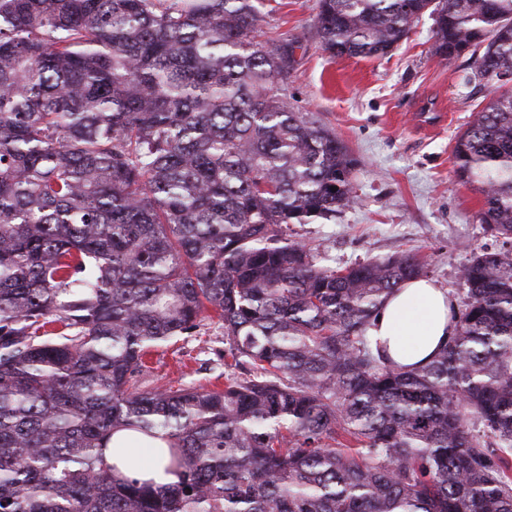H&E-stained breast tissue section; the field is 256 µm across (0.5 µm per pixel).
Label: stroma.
<instances>
[{
    "label": "stroma",
    "mask_w": 512,
    "mask_h": 512,
    "mask_svg": "<svg viewBox=\"0 0 512 512\" xmlns=\"http://www.w3.org/2000/svg\"><path fill=\"white\" fill-rule=\"evenodd\" d=\"M265 40L294 46L288 101L336 133L356 164L357 198L336 219L294 225L295 240L321 246L324 263L346 267L402 252L423 257L425 275L456 291L474 254L502 240L478 214L477 185L456 176V138L498 95L467 56L434 55L433 21L422 16L386 57L336 58L316 33L318 0H259ZM224 326L153 348L136 377L142 390L224 386Z\"/></svg>",
    "instance_id": "stroma-1"
}]
</instances>
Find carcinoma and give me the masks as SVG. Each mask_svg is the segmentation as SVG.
I'll list each match as a JSON object with an SVG mask.
<instances>
[{
	"label": "carcinoma",
	"instance_id": "obj_1",
	"mask_svg": "<svg viewBox=\"0 0 512 512\" xmlns=\"http://www.w3.org/2000/svg\"><path fill=\"white\" fill-rule=\"evenodd\" d=\"M512 76V0H318L334 57ZM254 0H0V512H512V90L455 146L482 223L453 335L397 365L374 314L425 261L336 270L291 224L355 202L354 161L272 89ZM337 191H332L331 187ZM224 325V389L142 391L149 348ZM116 430L177 481L117 479Z\"/></svg>",
	"mask_w": 512,
	"mask_h": 512
}]
</instances>
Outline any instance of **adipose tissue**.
Here are the masks:
<instances>
[{
  "label": "adipose tissue",
  "instance_id": "1",
  "mask_svg": "<svg viewBox=\"0 0 512 512\" xmlns=\"http://www.w3.org/2000/svg\"><path fill=\"white\" fill-rule=\"evenodd\" d=\"M453 332L448 291L424 277L391 293L370 330L395 363L408 367L428 363Z\"/></svg>",
  "mask_w": 512,
  "mask_h": 512
}]
</instances>
